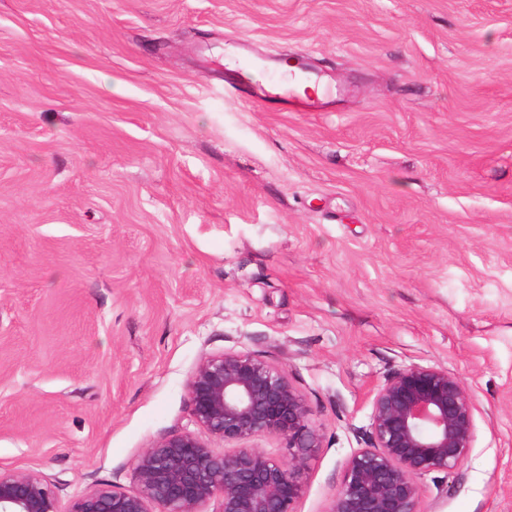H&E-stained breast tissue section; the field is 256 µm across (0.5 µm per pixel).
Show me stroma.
Segmentation results:
<instances>
[{
	"label": "stroma",
	"mask_w": 512,
	"mask_h": 512,
	"mask_svg": "<svg viewBox=\"0 0 512 512\" xmlns=\"http://www.w3.org/2000/svg\"><path fill=\"white\" fill-rule=\"evenodd\" d=\"M240 351L322 429L297 512L411 364L475 407L420 512H512V0H0V467L134 488Z\"/></svg>",
	"instance_id": "obj_1"
}]
</instances>
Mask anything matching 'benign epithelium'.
<instances>
[{"label":"benign epithelium","instance_id":"1","mask_svg":"<svg viewBox=\"0 0 512 512\" xmlns=\"http://www.w3.org/2000/svg\"><path fill=\"white\" fill-rule=\"evenodd\" d=\"M195 431L169 435L138 457L137 486L98 483L67 512H296L303 476L323 436L286 371L250 352L203 357L188 382ZM475 436L474 403L454 374L412 364L377 387L364 446L342 466L328 512H420L419 480L454 472ZM275 438L283 459L251 446ZM228 450L217 453L211 442ZM0 512H62L38 471L0 468Z\"/></svg>","mask_w":512,"mask_h":512}]
</instances>
